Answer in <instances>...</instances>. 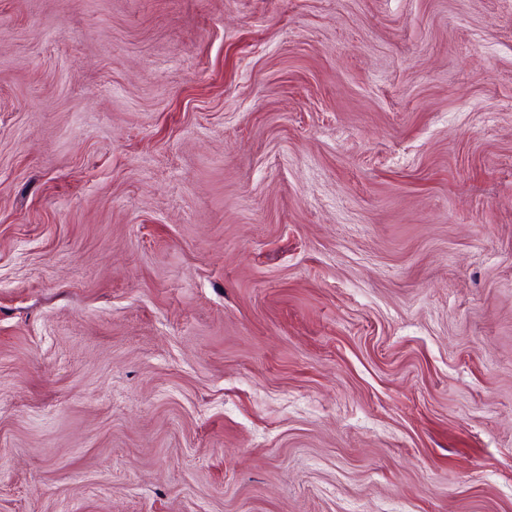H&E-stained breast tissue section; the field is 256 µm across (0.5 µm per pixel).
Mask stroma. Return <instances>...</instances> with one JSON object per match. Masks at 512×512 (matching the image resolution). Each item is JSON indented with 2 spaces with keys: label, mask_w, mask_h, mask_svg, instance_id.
I'll list each match as a JSON object with an SVG mask.
<instances>
[{
  "label": "stroma",
  "mask_w": 512,
  "mask_h": 512,
  "mask_svg": "<svg viewBox=\"0 0 512 512\" xmlns=\"http://www.w3.org/2000/svg\"><path fill=\"white\" fill-rule=\"evenodd\" d=\"M0 512H512V0H0Z\"/></svg>",
  "instance_id": "obj_1"
}]
</instances>
